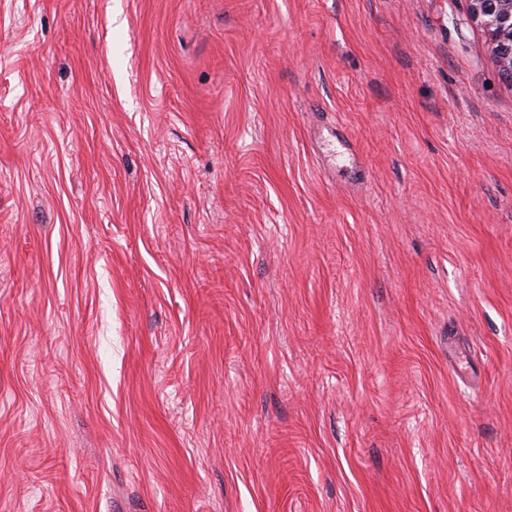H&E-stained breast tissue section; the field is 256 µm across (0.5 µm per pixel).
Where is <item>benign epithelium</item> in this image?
Masks as SVG:
<instances>
[{
    "mask_svg": "<svg viewBox=\"0 0 512 512\" xmlns=\"http://www.w3.org/2000/svg\"><path fill=\"white\" fill-rule=\"evenodd\" d=\"M469 19L489 37L502 74L512 80V0H468Z\"/></svg>",
    "mask_w": 512,
    "mask_h": 512,
    "instance_id": "7a95c632",
    "label": "benign epithelium"
}]
</instances>
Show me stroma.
Listing matches in <instances>:
<instances>
[{"instance_id": "stroma-1", "label": "stroma", "mask_w": 512, "mask_h": 512, "mask_svg": "<svg viewBox=\"0 0 512 512\" xmlns=\"http://www.w3.org/2000/svg\"><path fill=\"white\" fill-rule=\"evenodd\" d=\"M467 12L0 0V512H512Z\"/></svg>"}]
</instances>
